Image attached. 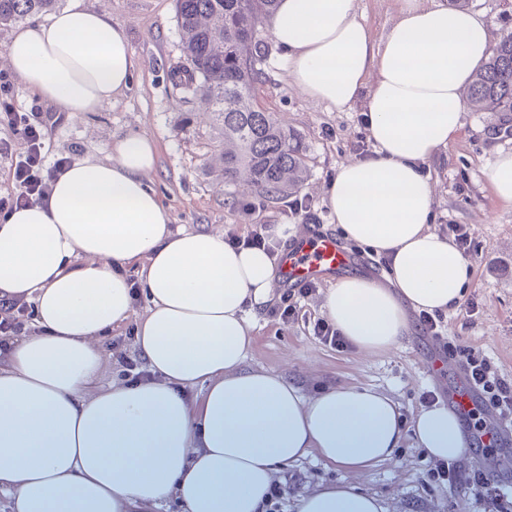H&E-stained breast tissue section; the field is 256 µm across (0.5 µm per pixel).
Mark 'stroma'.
I'll return each mask as SVG.
<instances>
[{"label":"stroma","instance_id":"obj_1","mask_svg":"<svg viewBox=\"0 0 512 512\" xmlns=\"http://www.w3.org/2000/svg\"><path fill=\"white\" fill-rule=\"evenodd\" d=\"M83 3L106 10L122 27L135 63L131 87L94 112H63L30 94L7 65L5 48L12 29L0 26V94L12 98L19 111L49 114L50 158L75 162L102 158L113 138L144 133L158 147L156 168L147 183L169 208L173 229H208L244 239L260 224L296 229L317 224L322 231L339 235L325 204L324 188L340 164L361 157V146L369 141L363 102L339 110L297 94L290 86L285 52L274 42L270 24H263L260 36L266 53L255 97L301 142L308 178L300 188L276 199L244 193L240 184L226 183L212 164L224 141L199 97L175 87L171 80L174 67L182 61L175 0ZM490 123L489 114L466 111L457 138L427 167L435 188L432 230L448 237L452 225H463L474 245L471 283L461 304L444 313L441 339L423 336L415 328L398 344L376 354L323 345L314 336L313 325L323 316L322 298L332 283L327 277L318 282L315 294L299 299L295 318L287 322L270 312L282 297L280 291H273L269 306L256 314L249 367L294 378L308 394L331 383L374 388L395 398L407 419L428 400L447 403L461 370L447 343L458 340L482 349L499 375L512 381V208L499 203L487 180L496 151L512 150V138L490 139ZM295 199L307 200V208L291 209L289 203ZM145 311V301L136 300L134 320L102 340L103 369L96 388L122 382L124 363L139 362L134 321ZM432 358L441 359L444 367L431 374L425 363ZM478 457L512 475V447H470L454 463L452 483L436 481L437 462L408 436L391 459L361 472L333 467L313 454L281 468L275 479L290 488L284 512H295L293 503L299 495L345 481L381 498L387 512H498L505 498L512 496V478L506 485L473 494L469 485Z\"/></svg>","mask_w":512,"mask_h":512}]
</instances>
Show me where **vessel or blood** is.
Listing matches in <instances>:
<instances>
[{"label":"vessel or blood","instance_id":"1","mask_svg":"<svg viewBox=\"0 0 512 512\" xmlns=\"http://www.w3.org/2000/svg\"><path fill=\"white\" fill-rule=\"evenodd\" d=\"M354 262V255L334 236L309 224L280 256L279 286L288 289L312 283L326 275L342 272ZM449 401L453 409L465 417L475 407L478 398L473 387L463 380L450 394ZM511 439L512 419L498 413L492 414L481 436L482 445L503 446Z\"/></svg>","mask_w":512,"mask_h":512}]
</instances>
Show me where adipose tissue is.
<instances>
[{"label":"adipose tissue","mask_w":512,"mask_h":512,"mask_svg":"<svg viewBox=\"0 0 512 512\" xmlns=\"http://www.w3.org/2000/svg\"><path fill=\"white\" fill-rule=\"evenodd\" d=\"M396 15L377 40L357 0H280L271 30L300 95L339 110L367 97L374 154L342 163L325 197L342 236L389 257L390 270L383 284L341 278L322 303L365 354L407 335L409 311H447L465 295L470 263L430 229L425 168L460 133L463 89L495 44L479 14L437 0H396ZM6 56L31 94L63 112L96 111L133 78L122 28L82 0L15 29ZM156 162L149 136L115 139L106 159L61 173L46 202L0 221V299L33 302L38 326L0 359V490L13 512H152L170 498L183 512H265L275 474L313 453L357 471L391 459L409 433L432 460L463 455L446 406L407 426L382 391L340 384L308 395L247 368L273 258L211 230H172L145 181ZM133 262L136 291L124 273ZM138 294L147 311L137 319ZM131 319L149 378L92 390L101 338ZM199 383L201 398L188 399ZM296 510L385 512L352 484L317 488Z\"/></svg>","instance_id":"1"}]
</instances>
